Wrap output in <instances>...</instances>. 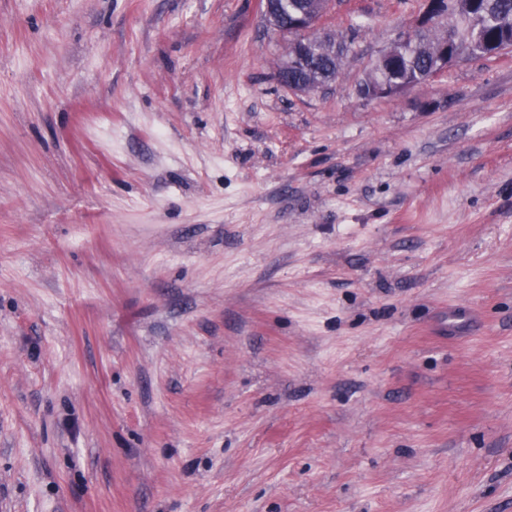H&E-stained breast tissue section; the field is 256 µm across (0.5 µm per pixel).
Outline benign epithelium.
<instances>
[{"label":"benign epithelium","mask_w":512,"mask_h":512,"mask_svg":"<svg viewBox=\"0 0 512 512\" xmlns=\"http://www.w3.org/2000/svg\"><path fill=\"white\" fill-rule=\"evenodd\" d=\"M332 0H308L303 10L293 12L290 18H285L277 0H262V9L272 30L277 34H290L294 31H307L318 27L321 19L329 11ZM425 8L417 16L414 27L404 32L382 51L371 66L366 70L360 84L362 95L368 99L388 98L402 94L412 83L409 77L400 75L395 79L386 73L397 68V46L408 43L417 31L430 30L447 17L450 8L464 15L475 8L474 0H424ZM308 43L294 39L288 47V60L277 74L280 84H288V69L304 55ZM435 67L429 77L433 81L448 71V67L466 59V54L459 48V40L443 39L432 51Z\"/></svg>","instance_id":"benign-epithelium-1"}]
</instances>
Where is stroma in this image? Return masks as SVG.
Segmentation results:
<instances>
[{
  "instance_id": "obj_1",
  "label": "stroma",
  "mask_w": 512,
  "mask_h": 512,
  "mask_svg": "<svg viewBox=\"0 0 512 512\" xmlns=\"http://www.w3.org/2000/svg\"><path fill=\"white\" fill-rule=\"evenodd\" d=\"M424 0H0V512H512V52L389 99ZM277 1H261L263 13L276 34L289 35H292L293 31H307L317 28L332 5V0H306L309 4L305 9L293 12L287 21ZM475 0L447 1V0H424L425 8L417 16L414 27L409 32H404L382 51L371 66L366 70L360 84L362 95L368 99L388 98L402 94L412 83L408 76L400 75L395 79H389L386 74L397 68L398 54L396 47L408 43L417 31L430 30L441 24L447 17L451 5L464 14H471L474 10ZM295 36L301 40H306L309 42H313L311 46V63H315L320 66L324 71L331 73L333 75L337 74L338 66H339V55L331 56L330 54L320 52V47L317 45L316 37H310L303 33H295Z\"/></svg>"
}]
</instances>
